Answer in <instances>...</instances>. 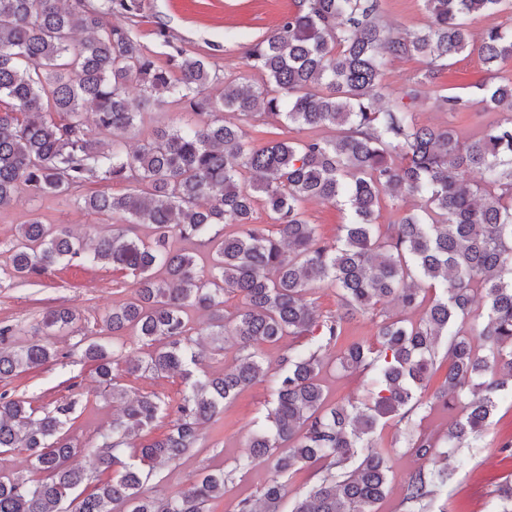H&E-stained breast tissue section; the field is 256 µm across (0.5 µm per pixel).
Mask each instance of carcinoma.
Masks as SVG:
<instances>
[{
	"instance_id": "cac0c4a2",
	"label": "carcinoma",
	"mask_w": 512,
	"mask_h": 512,
	"mask_svg": "<svg viewBox=\"0 0 512 512\" xmlns=\"http://www.w3.org/2000/svg\"><path fill=\"white\" fill-rule=\"evenodd\" d=\"M422 4L427 22L403 32L383 21L381 0H299L277 29L245 46V66L262 77L253 85L187 52L161 24L154 34L169 51L158 64L134 33L142 0H0V210L27 191L115 220L88 242L31 217L16 226L3 273L26 282L86 263L112 267L132 288L102 316V335L77 342L105 398L119 405L93 448V490L82 489L88 474L71 464L76 402L38 405L5 390L0 454H27L29 473L0 472V512H208L232 473L208 471L175 495L151 496L144 485L156 466L181 464L203 426L266 376L262 347L287 336L294 342L280 361L267 423L239 462L264 464L271 476L236 512H378L391 467L376 432L390 420L404 426L412 455L432 461L405 480V512H428L466 468L462 449L512 400V79L482 84L474 97L436 94L448 113H502L470 137L418 123L412 105L459 56L477 52L491 76L512 59V26L477 37L471 30L476 19L512 10V0ZM116 14L127 24L104 21ZM410 56L425 67L392 88L390 66ZM167 97L194 121L157 127L125 149L121 137ZM226 112L330 135L257 143ZM473 170L485 182L474 191L466 179ZM114 183L125 191L107 190ZM89 184L105 189L82 193ZM410 198L419 201L413 211L376 222L384 205ZM309 200L346 211L334 242L306 219ZM258 205L272 228L253 222ZM175 237L182 247L172 246ZM322 288L336 293L340 311L318 312L309 295ZM231 293L242 303L227 311ZM392 304L399 313L388 314ZM191 308L210 313L212 342L238 348L222 374L191 369L203 356L190 334ZM357 314L381 317L377 347L344 336ZM78 320L71 308H48L20 347L14 329L0 326V378L61 361L56 337ZM127 332L147 347L142 357L129 360L125 345L106 339ZM442 340L448 370L435 400L457 415L434 435L416 410ZM335 348L340 369L369 374L366 400L328 403L322 373ZM176 372L184 390L169 432L137 442L170 403L156 393L131 398L119 379ZM311 466L316 481L285 504L287 482ZM486 512H512V482Z\"/></svg>"
}]
</instances>
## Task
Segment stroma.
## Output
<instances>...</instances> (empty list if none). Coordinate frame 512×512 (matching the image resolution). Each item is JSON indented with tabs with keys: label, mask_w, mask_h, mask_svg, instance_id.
I'll return each instance as SVG.
<instances>
[{
	"label": "stroma",
	"mask_w": 512,
	"mask_h": 512,
	"mask_svg": "<svg viewBox=\"0 0 512 512\" xmlns=\"http://www.w3.org/2000/svg\"><path fill=\"white\" fill-rule=\"evenodd\" d=\"M298 0H143L144 17L135 28L140 41L151 51H159L154 30L165 24L184 49L192 52H211L213 62L225 75L243 77L258 82L259 77L248 70L242 59V49L253 41L269 35L295 10ZM488 76L477 54L463 55L443 70L439 79L442 88L459 94H473L478 84ZM419 123L426 125L452 124L461 135H469L499 120L496 112L463 114L449 117L438 109L430 98L417 102ZM40 216L46 223L63 224L80 237L92 236L106 224V217L88 213L62 196H32L22 194L19 202L0 212V269L4 267L7 250L17 224L29 215ZM130 288L111 268L60 265L30 282H12L0 272V324L18 326V341H25L27 332L42 316L46 307L64 304L75 309L84 330H99L100 318L112 305L122 302ZM74 337L60 341L69 355L62 362L41 369L0 380V391L9 389L47 404L62 397L77 399V414L70 433L81 451L75 464L93 471L92 448L98 442L100 429L107 427L117 412L115 404L105 400L93 368L80 351L75 350ZM324 385L329 401L364 398L367 395V376L346 372L336 365H328ZM271 399L269 382L263 381L244 389L226 408L217 422L205 425L203 435L180 466L157 467L148 482V492L176 493L186 488L200 473L213 468L232 472L223 498L210 505V512H234L237 501L255 496L270 476L267 466L238 468L245 447L266 413ZM399 432L395 426L384 427L381 444L390 450V464L394 475L391 488L379 507V512H401L402 486L408 474L417 467V460L406 448L396 446ZM512 443V406L502 405L492 418L484 437L467 449L468 466L457 472L430 512H485V504L497 487L512 480V456L500 453L503 443Z\"/></svg>",
	"instance_id": "obj_1"
}]
</instances>
